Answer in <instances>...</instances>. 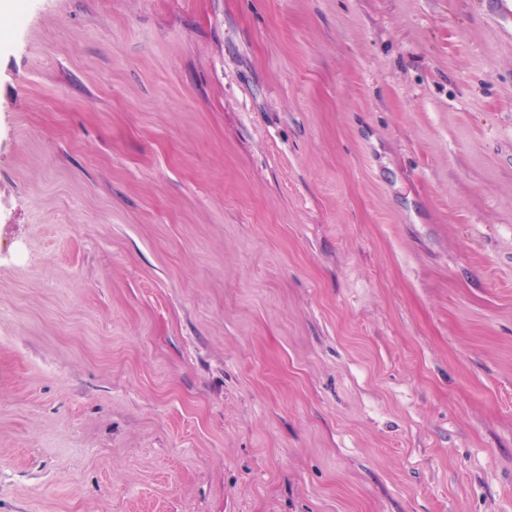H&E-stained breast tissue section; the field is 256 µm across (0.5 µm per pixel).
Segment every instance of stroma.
<instances>
[{"mask_svg": "<svg viewBox=\"0 0 512 512\" xmlns=\"http://www.w3.org/2000/svg\"><path fill=\"white\" fill-rule=\"evenodd\" d=\"M25 2L0 512H512V0Z\"/></svg>", "mask_w": 512, "mask_h": 512, "instance_id": "obj_1", "label": "stroma"}]
</instances>
